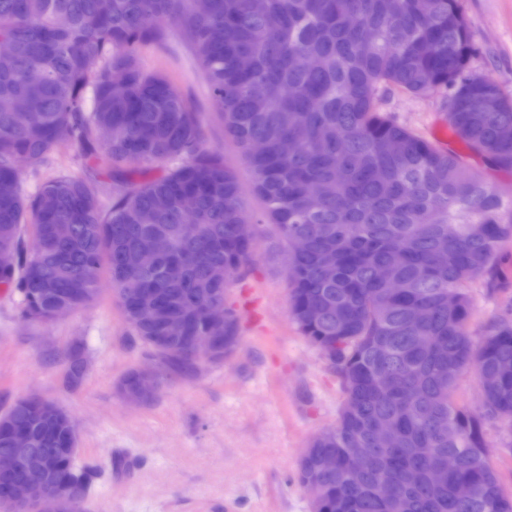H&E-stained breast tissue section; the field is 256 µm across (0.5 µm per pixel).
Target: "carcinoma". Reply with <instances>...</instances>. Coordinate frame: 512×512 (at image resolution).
<instances>
[{"instance_id":"obj_1","label":"carcinoma","mask_w":512,"mask_h":512,"mask_svg":"<svg viewBox=\"0 0 512 512\" xmlns=\"http://www.w3.org/2000/svg\"><path fill=\"white\" fill-rule=\"evenodd\" d=\"M161 17L194 44L282 244L307 242L289 263V315L311 344L334 347L344 400L336 425L304 449L299 484L320 512H512L482 435L487 421L512 424V319L488 322L474 342L464 288L494 278L497 248L512 238V197L377 111L390 87L416 96L449 88L455 134L512 169V100L469 71L474 47L458 0H264L259 12L251 0H210L204 14L193 0H0V34L14 45L0 57V99L27 102L0 111V242L13 254L0 283L42 321L52 305L91 303L105 273L128 327L163 368L202 362L167 327L182 322L196 336L204 310L224 304L249 258L238 239L247 215L235 173L203 148L197 113L137 64V49L162 39ZM308 56L318 68L304 65ZM34 70L41 81L30 80ZM66 139L112 169L107 213L83 177L22 193L15 160L38 166ZM254 139L265 153L252 155ZM284 140L297 151L282 155ZM130 162L168 167L134 180ZM141 252L157 254L153 268L132 262ZM381 267L398 287L379 280ZM146 308L155 316H142ZM470 368L476 413L453 399ZM9 419L36 453L66 447L50 409L39 415L20 399ZM383 421L397 432L389 448L375 442ZM361 451L366 466L354 470ZM326 453L336 454L333 473L318 472ZM450 457L454 468L432 481ZM96 475L67 459L76 512ZM463 482L474 487L467 499L457 495Z\"/></svg>"}]
</instances>
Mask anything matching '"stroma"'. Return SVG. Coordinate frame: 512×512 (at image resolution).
Here are the masks:
<instances>
[{
    "mask_svg": "<svg viewBox=\"0 0 512 512\" xmlns=\"http://www.w3.org/2000/svg\"><path fill=\"white\" fill-rule=\"evenodd\" d=\"M459 6L474 44L470 70L512 98V0H459ZM161 25L163 41L141 47L139 64L165 76L197 112L204 147L236 173L254 228L250 258L226 290V305L237 318V347L223 363L164 375L155 399L129 407L118 386L152 358L131 333L108 282H101L94 303L42 323L24 317L17 294L0 291V416L35 393L76 421L79 456L87 465L136 454L129 470L98 479L84 512H310L296 480L298 462L310 441L335 424L341 384L289 316L285 251L263 218L245 159L224 135L194 48L175 23ZM380 110L430 143L434 125L448 120L442 92L417 97L393 89ZM19 173L29 196L52 177L95 174L101 207L111 205V176L78 144L63 143L39 166L20 164ZM495 261V283L479 277L466 285L469 333L476 340L490 320L512 314V238L500 243ZM73 349L84 362L76 383L68 377ZM483 436L512 494V426L486 423Z\"/></svg>",
    "mask_w": 512,
    "mask_h": 512,
    "instance_id": "obj_1",
    "label": "stroma"
}]
</instances>
